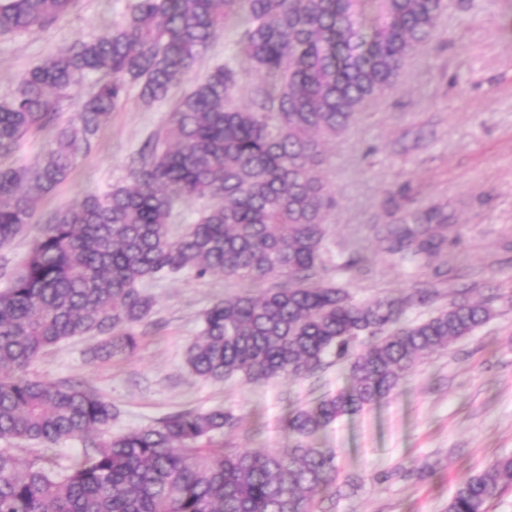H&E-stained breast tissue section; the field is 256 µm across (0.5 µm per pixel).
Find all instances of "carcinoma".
<instances>
[{
    "instance_id": "cac0c4a2",
    "label": "carcinoma",
    "mask_w": 512,
    "mask_h": 512,
    "mask_svg": "<svg viewBox=\"0 0 512 512\" xmlns=\"http://www.w3.org/2000/svg\"><path fill=\"white\" fill-rule=\"evenodd\" d=\"M78 4L0 0V37L47 29ZM447 9L448 0H136L108 34L20 78L0 101V156L45 130L52 139L31 167L0 162V248L36 221L130 88L146 107L167 100L216 32L241 18L239 58L178 99L164 130L131 157L132 184L56 211L0 290V439L45 450L21 463L0 448V512H315L318 492L336 487V463L310 439L493 317L450 291L448 306L408 321L428 295L360 302L322 277L336 208L319 175L327 144L395 87ZM90 77L94 92L61 122L62 103ZM202 198L212 204L171 238L175 205ZM386 230L390 255L410 252L426 265L448 241L444 224ZM186 271L243 287L206 312L186 352L195 375L264 383L301 378L330 356L349 360L348 388L285 419L288 447H224L236 418L222 409L114 434L117 409L97 392L30 376L66 340H93L109 359L131 353L153 308L144 285ZM75 440L85 451L70 465L47 455ZM509 488L504 456L462 480L446 512H483Z\"/></svg>"
}]
</instances>
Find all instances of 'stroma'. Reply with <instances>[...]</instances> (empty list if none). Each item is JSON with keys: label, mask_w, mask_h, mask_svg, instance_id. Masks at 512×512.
<instances>
[{"label": "stroma", "mask_w": 512, "mask_h": 512, "mask_svg": "<svg viewBox=\"0 0 512 512\" xmlns=\"http://www.w3.org/2000/svg\"><path fill=\"white\" fill-rule=\"evenodd\" d=\"M438 37L388 94L366 106L328 148L321 175L337 206L326 226L325 278L357 300L397 296L450 271L451 287L490 300L496 315L471 336L421 360L392 394L338 418L312 440L336 454L335 492L317 512H446L457 483L512 455V0H448ZM134 0H80L45 30L0 37V100L20 75L65 46L105 34ZM174 99L143 106L138 89L112 114L70 180L39 215L87 192L127 183V162L160 131ZM448 224V244L428 269L392 261L385 227L428 212ZM154 305L138 348L105 361L90 342L67 341L30 368L93 389L119 411L122 433L185 411L221 407L238 419L233 448L274 451L289 439L288 413L349 384L345 364L263 384L204 380L185 352L204 312L238 292L236 280L186 273L149 282Z\"/></svg>", "instance_id": "obj_1"}]
</instances>
